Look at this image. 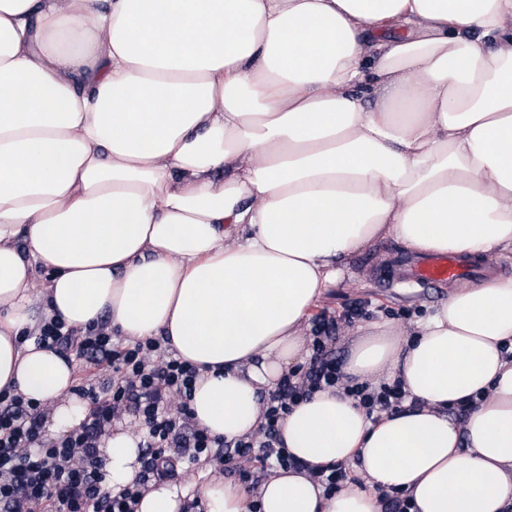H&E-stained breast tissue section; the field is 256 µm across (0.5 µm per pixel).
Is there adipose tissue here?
<instances>
[{"label":"adipose tissue","mask_w":512,"mask_h":512,"mask_svg":"<svg viewBox=\"0 0 512 512\" xmlns=\"http://www.w3.org/2000/svg\"><path fill=\"white\" fill-rule=\"evenodd\" d=\"M386 237L512 253V0H0V389L50 404L53 438L86 409L73 363L22 341L38 318L168 337L200 369L196 422L230 440L303 360L342 260ZM507 345L512 278L454 290L412 334L374 323L346 373L392 369L422 409L374 421L325 390L281 427L290 454L368 488L328 497L284 470L255 501L207 479L152 485L136 510L381 512V485L417 512H504ZM139 442L113 430L112 488Z\"/></svg>","instance_id":"ef3b65f1"}]
</instances>
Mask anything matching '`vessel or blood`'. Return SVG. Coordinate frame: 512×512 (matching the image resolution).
<instances>
[{
    "label": "vessel or blood",
    "instance_id": "1",
    "mask_svg": "<svg viewBox=\"0 0 512 512\" xmlns=\"http://www.w3.org/2000/svg\"><path fill=\"white\" fill-rule=\"evenodd\" d=\"M484 271L475 259L451 253H424L395 266L384 287H438L463 277L477 278Z\"/></svg>",
    "mask_w": 512,
    "mask_h": 512
}]
</instances>
